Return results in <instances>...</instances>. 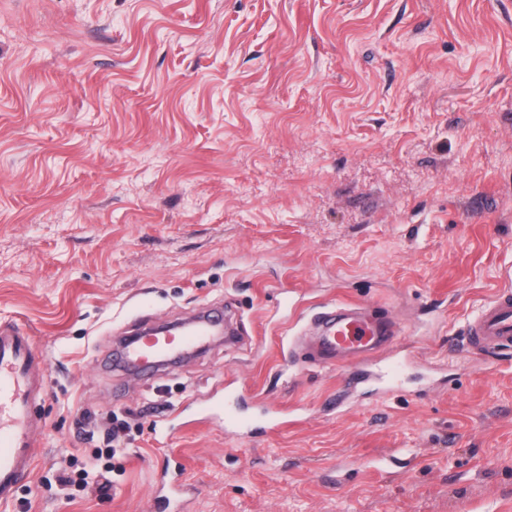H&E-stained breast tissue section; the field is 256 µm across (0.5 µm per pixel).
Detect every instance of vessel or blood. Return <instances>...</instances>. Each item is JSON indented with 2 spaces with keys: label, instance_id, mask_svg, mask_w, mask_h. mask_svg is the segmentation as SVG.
<instances>
[{
  "label": "vessel or blood",
  "instance_id": "b4317fda",
  "mask_svg": "<svg viewBox=\"0 0 512 512\" xmlns=\"http://www.w3.org/2000/svg\"><path fill=\"white\" fill-rule=\"evenodd\" d=\"M324 330L311 350L313 360L326 367H343L346 388L364 384V368L344 364V353H357L392 344L395 330L388 321L375 322L354 303L341 302L323 314ZM212 321L196 320L158 338L144 329L125 348L124 367L149 371L166 358L189 352L209 335ZM463 338L467 348L486 353L512 347V289L500 288L468 321ZM47 357L39 351L28 329L0 324V503L10 502L20 480L30 475L41 453L39 434L43 423L33 412L46 386ZM224 423L228 431L245 429L277 432L288 424L278 407H266L256 418L246 416L238 397L225 395Z\"/></svg>",
  "mask_w": 512,
  "mask_h": 512
}]
</instances>
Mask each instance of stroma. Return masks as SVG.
Instances as JSON below:
<instances>
[{"mask_svg":"<svg viewBox=\"0 0 512 512\" xmlns=\"http://www.w3.org/2000/svg\"><path fill=\"white\" fill-rule=\"evenodd\" d=\"M512 288V0H0V324L48 357L43 451L0 512H512V354L457 339ZM393 319L399 391L337 397L297 344ZM221 302L150 385L122 334ZM236 389L296 423L194 426ZM128 424L106 494L56 477Z\"/></svg>","mask_w":512,"mask_h":512,"instance_id":"1","label":"stroma"}]
</instances>
